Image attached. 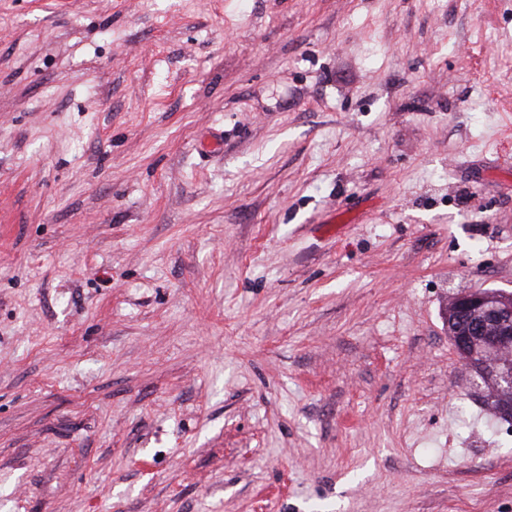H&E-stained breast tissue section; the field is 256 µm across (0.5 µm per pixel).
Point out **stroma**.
<instances>
[{
	"mask_svg": "<svg viewBox=\"0 0 512 512\" xmlns=\"http://www.w3.org/2000/svg\"><path fill=\"white\" fill-rule=\"evenodd\" d=\"M472 288L512 0H0V512H512Z\"/></svg>",
	"mask_w": 512,
	"mask_h": 512,
	"instance_id": "obj_1",
	"label": "stroma"
}]
</instances>
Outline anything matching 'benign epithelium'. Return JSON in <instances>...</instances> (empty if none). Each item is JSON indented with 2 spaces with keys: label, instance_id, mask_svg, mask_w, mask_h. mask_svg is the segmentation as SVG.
<instances>
[{
  "label": "benign epithelium",
  "instance_id": "obj_1",
  "mask_svg": "<svg viewBox=\"0 0 512 512\" xmlns=\"http://www.w3.org/2000/svg\"><path fill=\"white\" fill-rule=\"evenodd\" d=\"M448 312L471 315L466 329L448 331L449 339L463 359L471 379L476 383L492 380L512 386L511 361L491 366L473 350L474 344L478 343L486 350L512 351V294L471 289L452 297Z\"/></svg>",
  "mask_w": 512,
  "mask_h": 512
}]
</instances>
